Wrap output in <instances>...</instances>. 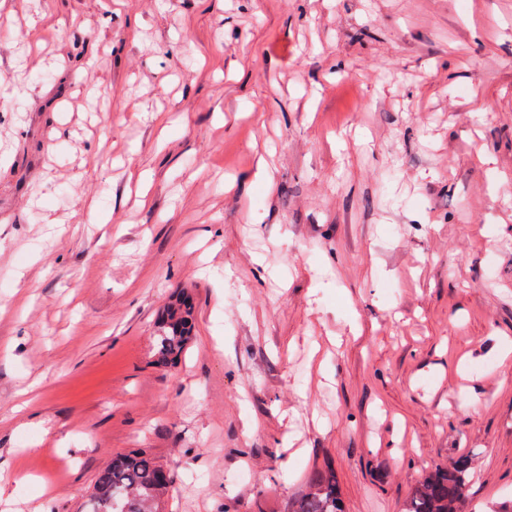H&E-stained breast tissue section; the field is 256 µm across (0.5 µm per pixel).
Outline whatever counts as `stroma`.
Returning a JSON list of instances; mask_svg holds the SVG:
<instances>
[{"label":"stroma","instance_id":"1","mask_svg":"<svg viewBox=\"0 0 512 512\" xmlns=\"http://www.w3.org/2000/svg\"><path fill=\"white\" fill-rule=\"evenodd\" d=\"M4 78L0 512H512V0H0ZM193 331V306L190 297L184 296L168 306L161 314L154 336L157 361L161 367L177 363L189 343ZM163 472L145 452L119 454L97 474L81 512H160L170 486ZM470 458L460 456L435 469L413 488L404 512H462L470 493ZM288 511L344 512L336 473L331 469L315 471L307 490L295 500Z\"/></svg>","mask_w":512,"mask_h":512}]
</instances>
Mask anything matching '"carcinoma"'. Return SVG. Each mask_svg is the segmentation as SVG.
Returning a JSON list of instances; mask_svg holds the SVG:
<instances>
[{
	"mask_svg": "<svg viewBox=\"0 0 512 512\" xmlns=\"http://www.w3.org/2000/svg\"><path fill=\"white\" fill-rule=\"evenodd\" d=\"M193 331V306L184 296L161 314L154 336L161 367L177 363ZM470 458L460 456L449 466L422 477L413 488L405 512H462L470 493ZM163 468L145 452L119 454L99 471L81 512H160L170 481ZM289 512H344L336 473L317 470L307 490Z\"/></svg>",
	"mask_w": 512,
	"mask_h": 512,
	"instance_id": "carcinoma-1",
	"label": "carcinoma"
}]
</instances>
